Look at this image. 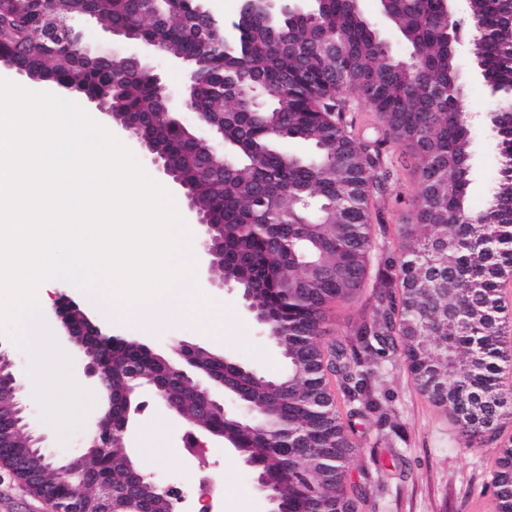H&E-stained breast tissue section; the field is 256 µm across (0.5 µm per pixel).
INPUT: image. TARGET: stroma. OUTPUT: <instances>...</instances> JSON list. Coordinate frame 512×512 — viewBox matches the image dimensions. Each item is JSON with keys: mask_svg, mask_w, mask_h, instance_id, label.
Segmentation results:
<instances>
[{"mask_svg": "<svg viewBox=\"0 0 512 512\" xmlns=\"http://www.w3.org/2000/svg\"><path fill=\"white\" fill-rule=\"evenodd\" d=\"M73 30L80 33L91 51L126 55L132 44L112 37L103 22L94 18H73ZM459 66L456 83L461 91L471 132V181L467 201L482 210L498 177L502 159L490 123L495 98L469 54L467 40L456 46ZM385 160L393 173L376 196L373 237L375 263L370 266L362 294L355 302H335L326 311L322 346L347 338L360 320L369 315L371 290L377 265L385 257L396 255L400 227L409 221V205L421 191L413 166L398 146L387 145ZM217 272L197 269L196 283L224 312V341L212 344L202 323L195 318L183 320L164 332L136 327L122 319L101 313L89 297L73 285L53 280L44 283L38 298L44 317H51L60 294L69 295L80 309L100 326L114 334L146 344L156 353L170 356L172 341L213 349L240 364L267 375H277L284 366L278 348L261 333L260 326L246 312L238 288L215 286ZM373 390L388 395V408L397 422L399 434L382 435L367 421H359L360 451L349 464L353 479L370 476L373 493L362 512H478L480 504H491L489 484L495 470L497 450L512 441V418L504 420L493 441L482 448L461 447L456 427L447 413L434 405L414 385L403 359H382L371 379ZM141 408L131 423L126 440L129 454L145 473L164 484L181 482L185 499L179 512H198L199 498L207 482L221 480L223 489L212 499L211 512H268L270 504L256 486L255 474L239 453L230 448H208L190 454L183 440L184 431L148 392L140 394ZM29 431L42 439L51 454L74 455L82 451L86 427H78L59 436L43 419L37 399L23 394ZM154 432L159 457L145 462L141 453L145 432ZM0 512H52L49 504L32 496L8 466L0 462Z\"/></svg>", "mask_w": 512, "mask_h": 512, "instance_id": "stroma-1", "label": "stroma"}]
</instances>
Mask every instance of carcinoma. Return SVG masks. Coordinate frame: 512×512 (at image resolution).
<instances>
[{
	"mask_svg": "<svg viewBox=\"0 0 512 512\" xmlns=\"http://www.w3.org/2000/svg\"><path fill=\"white\" fill-rule=\"evenodd\" d=\"M298 12L281 0L273 15L254 14L209 30L196 21L195 0H55L54 11L72 17L86 11L158 44L202 73L190 105L224 130V173H202L190 149L191 131L178 126L156 78L122 68L74 47L39 43L36 0H0V57L29 79L108 108L143 117L150 144L187 182L195 206L235 228L224 238L219 275L260 288L259 305L275 327L294 380L283 394L272 377L238 367L205 348L189 353L187 375L175 372L149 347L125 340L90 347V356L112 370V421L122 424L138 407L137 388L153 382L178 406L197 412L201 396L191 373L219 382L236 379L240 399L276 432L240 427L231 415L210 413L205 425L277 490L287 512H360L363 489L351 482L348 463L359 451L357 429L344 421L327 385L336 375L352 408L349 417L371 421L378 431L398 429L372 394L370 378L388 353L406 363L413 382L448 412L459 442L481 448L512 414V332L507 330L501 286L512 277V0H465V18L443 19L442 0H380L382 12L410 45L406 59L391 55L374 24L348 0H315ZM470 53L493 93L506 104L493 116L503 158L501 177L487 206L466 204L470 182V131L455 84L457 57L448 34L459 40L463 22ZM351 93L377 112L382 136L351 134L341 112ZM265 103L258 120L253 97ZM313 148L309 158L279 148L284 139ZM403 146L421 183L411 205V224L400 228L399 253L379 271V305L354 336L323 350L325 310L359 293L376 243L373 197L381 180V154ZM341 267L350 280L322 278L296 289L312 267ZM417 321L421 334L405 325ZM25 447L17 433L0 461L35 497H51L64 509L90 503L92 487L112 483V512H177L174 496L161 497L150 479L135 482L118 462V448H86L88 466L55 473L34 455L35 467L17 465ZM497 512H512V445L498 449L491 481Z\"/></svg>",
	"mask_w": 512,
	"mask_h": 512,
	"instance_id": "obj_1",
	"label": "carcinoma"
}]
</instances>
